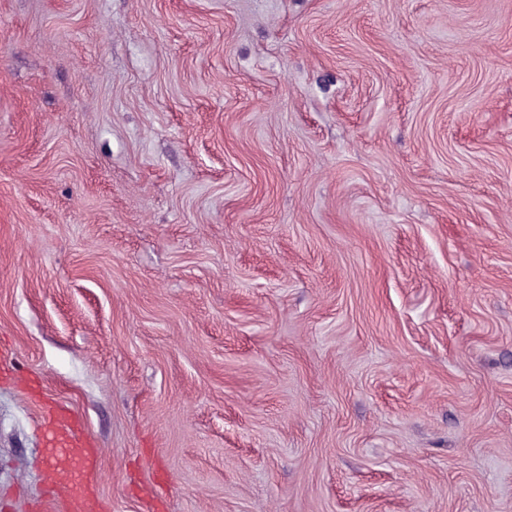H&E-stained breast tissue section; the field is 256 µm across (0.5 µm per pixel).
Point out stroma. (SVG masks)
I'll use <instances>...</instances> for the list:
<instances>
[{"mask_svg":"<svg viewBox=\"0 0 512 512\" xmlns=\"http://www.w3.org/2000/svg\"><path fill=\"white\" fill-rule=\"evenodd\" d=\"M0 487L41 397L108 512H512V0H0Z\"/></svg>","mask_w":512,"mask_h":512,"instance_id":"obj_1","label":"stroma"}]
</instances>
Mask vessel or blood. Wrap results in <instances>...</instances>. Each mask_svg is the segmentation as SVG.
Wrapping results in <instances>:
<instances>
[{
    "label": "vessel or blood",
    "mask_w": 512,
    "mask_h": 512,
    "mask_svg": "<svg viewBox=\"0 0 512 512\" xmlns=\"http://www.w3.org/2000/svg\"><path fill=\"white\" fill-rule=\"evenodd\" d=\"M49 432L45 454L50 465L37 512H106L99 492V451L88 441L79 419L66 407H41Z\"/></svg>",
    "instance_id": "b4317fda"
}]
</instances>
